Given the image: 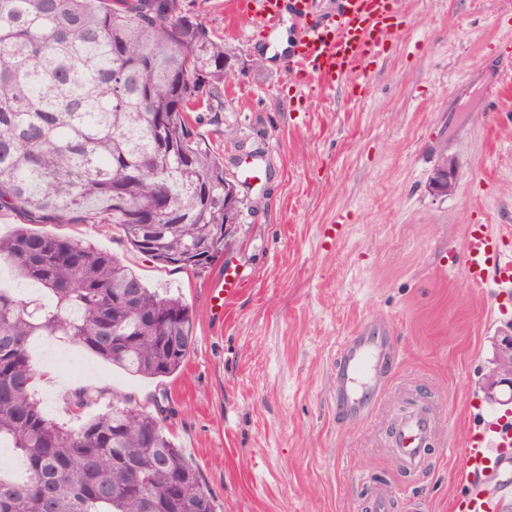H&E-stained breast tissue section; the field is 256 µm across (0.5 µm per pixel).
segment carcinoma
Listing matches in <instances>:
<instances>
[{
	"instance_id": "1",
	"label": "carcinoma",
	"mask_w": 512,
	"mask_h": 512,
	"mask_svg": "<svg viewBox=\"0 0 512 512\" xmlns=\"http://www.w3.org/2000/svg\"><path fill=\"white\" fill-rule=\"evenodd\" d=\"M179 0H0V265L48 303L0 288V440L23 458L0 473V512H216L197 467L163 421L126 397L78 424L46 415L30 381L34 336H62L131 376L168 377L194 344L185 300L149 288L89 242L30 224H114L135 251L203 271L240 223L243 198L224 161L190 127L228 72L224 40Z\"/></svg>"
}]
</instances>
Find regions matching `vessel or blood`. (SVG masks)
<instances>
[{"label": "vessel or blood", "instance_id": "obj_1", "mask_svg": "<svg viewBox=\"0 0 512 512\" xmlns=\"http://www.w3.org/2000/svg\"><path fill=\"white\" fill-rule=\"evenodd\" d=\"M398 0H341L337 14L322 21H309L312 0H263L260 24L275 31L283 9L302 19L293 37L288 72L299 82L302 96L315 89L334 87L376 47L390 38L391 19L399 18ZM463 270L479 286L512 288V253L500 249L490 225H475L466 241ZM396 349L385 327H365L347 337L337 353L336 378L330 395L337 415L344 420L368 417L383 393L382 369L394 362ZM435 430V413L423 404L406 411L390 429V445L406 469L424 466ZM512 455V421H480L473 425L463 448L467 480L483 473L487 461ZM450 512H484V503L467 487L453 498Z\"/></svg>", "mask_w": 512, "mask_h": 512}]
</instances>
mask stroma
<instances>
[{
  "instance_id": "obj_1",
  "label": "stroma",
  "mask_w": 512,
  "mask_h": 512,
  "mask_svg": "<svg viewBox=\"0 0 512 512\" xmlns=\"http://www.w3.org/2000/svg\"><path fill=\"white\" fill-rule=\"evenodd\" d=\"M183 4L230 51L224 108L195 131L242 181V220L200 273L151 262L109 224L35 225L113 253L149 286L179 293L195 318L176 374L132 377L88 352L84 374L64 373L63 390L37 399L69 424V390L92 381L109 388L98 413L113 395L143 404L167 390L166 425L217 512H358L377 483L394 512H448L491 338L512 324V292L471 285L461 266L475 224L503 232L499 246L512 252V66L486 56L512 45V0H399L406 23L362 77L305 98L278 34L251 11ZM446 157L455 191L443 197L429 182ZM338 221L337 239H325ZM228 274L238 290L219 316L209 290ZM368 324L389 329L398 360L374 413L340 422L329 395L336 351ZM422 402L437 428L414 475L389 431Z\"/></svg>"
}]
</instances>
